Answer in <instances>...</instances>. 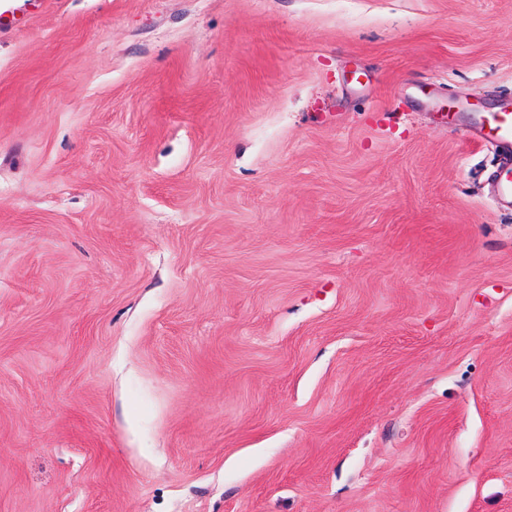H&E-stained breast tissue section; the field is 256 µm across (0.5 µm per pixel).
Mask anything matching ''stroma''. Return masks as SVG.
Returning a JSON list of instances; mask_svg holds the SVG:
<instances>
[{
	"label": "stroma",
	"mask_w": 512,
	"mask_h": 512,
	"mask_svg": "<svg viewBox=\"0 0 512 512\" xmlns=\"http://www.w3.org/2000/svg\"><path fill=\"white\" fill-rule=\"evenodd\" d=\"M0 8V512H512V0ZM473 137L503 148H512V110L484 113Z\"/></svg>",
	"instance_id": "35a3bbf8"
}]
</instances>
